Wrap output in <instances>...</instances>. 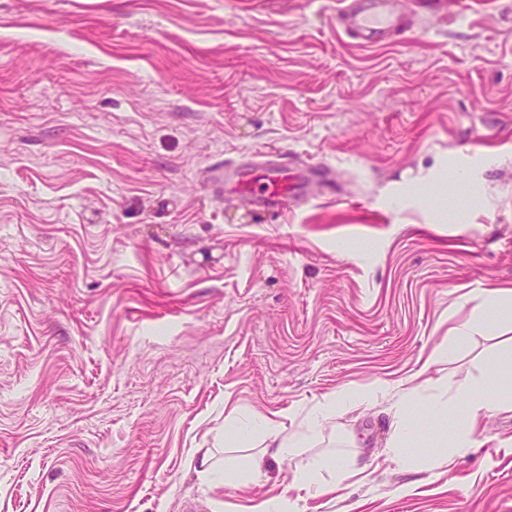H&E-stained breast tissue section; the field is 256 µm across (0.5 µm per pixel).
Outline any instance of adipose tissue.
<instances>
[{
    "label": "adipose tissue",
    "mask_w": 512,
    "mask_h": 512,
    "mask_svg": "<svg viewBox=\"0 0 512 512\" xmlns=\"http://www.w3.org/2000/svg\"><path fill=\"white\" fill-rule=\"evenodd\" d=\"M478 326L475 320L456 321L448 328L443 344L435 346L421 362L417 371L395 384L373 382L359 388L341 387L323 396L306 414L303 428L286 432L280 413H258L236 428L239 441L247 443L259 439L263 451L248 459L231 456L216 458L206 453L197 461L196 471L214 486L227 483L263 481L267 453L284 459L297 454L317 436L325 421L361 411L378 403H388L392 417V434L385 449L386 462L403 466L410 458L407 440L420 434L421 427L410 412L417 398H425L429 412L439 418L447 417L453 401L465 402V413L459 432L451 439L449 451H435L428 457L430 469L447 466L454 457L468 455L476 446L475 434L485 419L502 409L512 410V364L491 361L485 372L468 377L455 385L452 394L436 392V382L431 377L432 367L449 353L465 348L471 343ZM350 458H315L296 472L289 484L290 495H282L255 505L241 506L240 512H302L305 497H322L336 492L355 475Z\"/></svg>",
    "instance_id": "obj_1"
}]
</instances>
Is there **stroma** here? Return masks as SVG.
I'll use <instances>...</instances> for the list:
<instances>
[{
  "label": "stroma",
  "instance_id": "1",
  "mask_svg": "<svg viewBox=\"0 0 512 512\" xmlns=\"http://www.w3.org/2000/svg\"><path fill=\"white\" fill-rule=\"evenodd\" d=\"M326 167L281 214L215 163ZM512 287V0H443L360 46L336 0H0V512H236L311 457L366 477L307 512H512V411L446 473L377 463L384 407L329 421L262 484L212 489L257 412L412 375ZM512 351V320L433 367Z\"/></svg>",
  "mask_w": 512,
  "mask_h": 512
}]
</instances>
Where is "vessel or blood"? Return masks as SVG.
I'll return each instance as SVG.
<instances>
[{"instance_id": "1", "label": "vessel or blood", "mask_w": 512, "mask_h": 512, "mask_svg": "<svg viewBox=\"0 0 512 512\" xmlns=\"http://www.w3.org/2000/svg\"><path fill=\"white\" fill-rule=\"evenodd\" d=\"M338 15L347 22V31L365 44H376L391 34L406 30L396 10V0H338ZM312 167L288 161L285 154L269 155L266 160L234 166L212 167L209 182L214 192L232 187L264 209L278 210L288 202L308 196Z\"/></svg>"}]
</instances>
